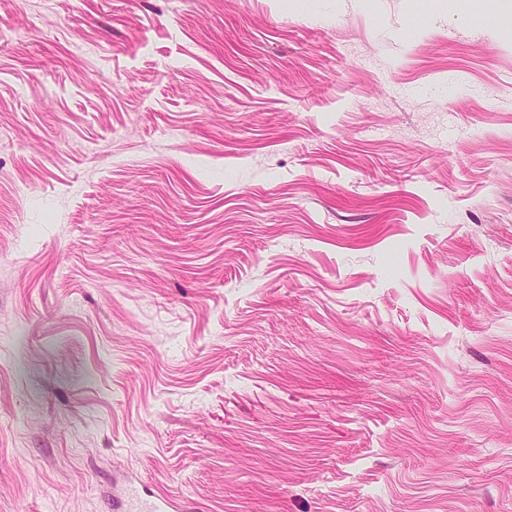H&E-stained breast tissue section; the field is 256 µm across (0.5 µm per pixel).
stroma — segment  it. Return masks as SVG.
Returning <instances> with one entry per match:
<instances>
[{
	"label": "stroma",
	"instance_id": "1",
	"mask_svg": "<svg viewBox=\"0 0 512 512\" xmlns=\"http://www.w3.org/2000/svg\"><path fill=\"white\" fill-rule=\"evenodd\" d=\"M512 0H0V512H512Z\"/></svg>",
	"mask_w": 512,
	"mask_h": 512
}]
</instances>
